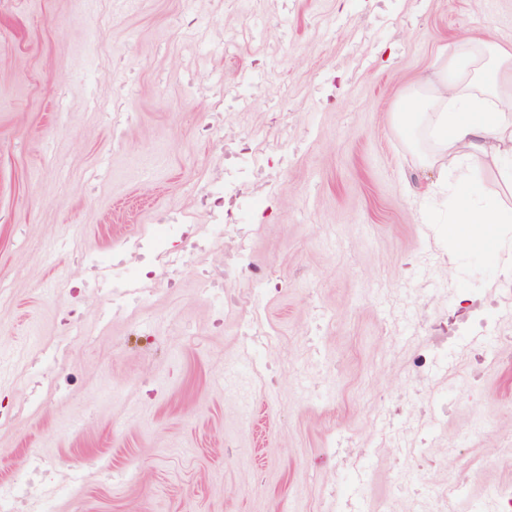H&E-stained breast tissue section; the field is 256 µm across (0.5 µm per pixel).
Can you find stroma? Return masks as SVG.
Instances as JSON below:
<instances>
[{"instance_id": "stroma-1", "label": "stroma", "mask_w": 512, "mask_h": 512, "mask_svg": "<svg viewBox=\"0 0 512 512\" xmlns=\"http://www.w3.org/2000/svg\"><path fill=\"white\" fill-rule=\"evenodd\" d=\"M462 37L512 44V0H0L22 512H340L361 469L366 512H512V286L393 121ZM243 68L249 111L195 94ZM115 254L139 294L96 282Z\"/></svg>"}]
</instances>
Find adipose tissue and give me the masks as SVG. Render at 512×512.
I'll list each match as a JSON object with an SVG mask.
<instances>
[{
	"mask_svg": "<svg viewBox=\"0 0 512 512\" xmlns=\"http://www.w3.org/2000/svg\"><path fill=\"white\" fill-rule=\"evenodd\" d=\"M434 76L399 101L394 117L429 150V189L448 206L456 249L485 246L495 260L511 259L512 235L499 229L505 208L475 198L473 173L494 164L512 190V47L460 38L441 49Z\"/></svg>",
	"mask_w": 512,
	"mask_h": 512,
	"instance_id": "ef3b65f1",
	"label": "adipose tissue"
}]
</instances>
